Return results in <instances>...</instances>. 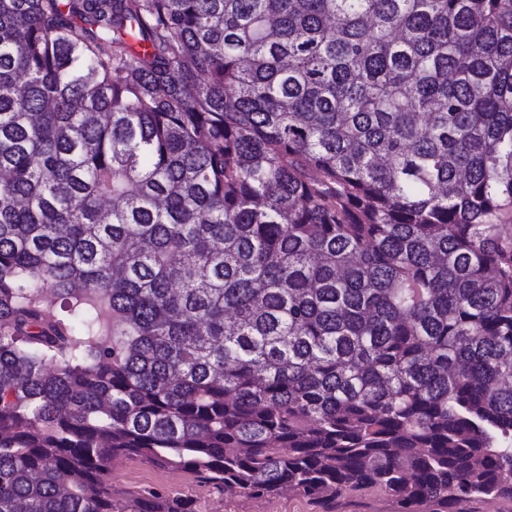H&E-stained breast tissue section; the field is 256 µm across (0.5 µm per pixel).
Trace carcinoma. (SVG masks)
Returning a JSON list of instances; mask_svg holds the SVG:
<instances>
[{"mask_svg": "<svg viewBox=\"0 0 512 512\" xmlns=\"http://www.w3.org/2000/svg\"><path fill=\"white\" fill-rule=\"evenodd\" d=\"M506 222L512 0H0V512L512 500ZM106 481L114 495L126 491L159 487L196 499L201 512H323L321 506L294 491L284 490L271 498L254 499L245 494H230L198 483L184 471L156 467L138 459H128L112 465ZM113 488L122 490L117 495ZM210 509H214L210 511ZM394 505L385 496L366 493L340 499L335 512H393Z\"/></svg>", "mask_w": 512, "mask_h": 512, "instance_id": "1", "label": "carcinoma"}]
</instances>
